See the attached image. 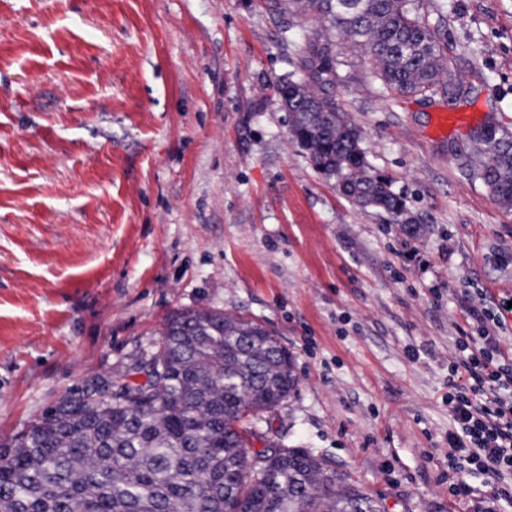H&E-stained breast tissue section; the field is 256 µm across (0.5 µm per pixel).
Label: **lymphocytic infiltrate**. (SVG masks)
<instances>
[{"label":"lymphocytic infiltrate","instance_id":"f902f5d3","mask_svg":"<svg viewBox=\"0 0 512 512\" xmlns=\"http://www.w3.org/2000/svg\"><path fill=\"white\" fill-rule=\"evenodd\" d=\"M506 310L503 304H470L466 314L480 330L457 337L450 366L451 376H465L467 383L448 397L454 421L448 456L468 474L492 476L497 483L486 494L459 478L448 491L460 501L488 498L482 512H512V344L502 335Z\"/></svg>","mask_w":512,"mask_h":512}]
</instances>
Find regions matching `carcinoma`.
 Listing matches in <instances>:
<instances>
[{
	"label": "carcinoma",
	"instance_id": "cac0c4a2",
	"mask_svg": "<svg viewBox=\"0 0 512 512\" xmlns=\"http://www.w3.org/2000/svg\"><path fill=\"white\" fill-rule=\"evenodd\" d=\"M292 2L324 32L306 37L298 70L280 80L291 139L345 198L401 214L404 198L373 170L338 102L336 40L363 48L387 92L455 102L474 88L444 52L448 3L430 14L420 0ZM485 127L464 168L511 206L512 131ZM296 384L271 330L218 309L175 311L146 365L64 397L0 441V512H382L325 459L257 432Z\"/></svg>",
	"mask_w": 512,
	"mask_h": 512
}]
</instances>
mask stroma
Segmentation results:
<instances>
[{
    "instance_id": "stroma-1",
    "label": "stroma",
    "mask_w": 512,
    "mask_h": 512,
    "mask_svg": "<svg viewBox=\"0 0 512 512\" xmlns=\"http://www.w3.org/2000/svg\"><path fill=\"white\" fill-rule=\"evenodd\" d=\"M449 107L366 81L339 101L404 218L352 205L276 94L300 15L262 0H0V440L149 354L167 316L274 330L298 385L258 428L329 459L385 512L448 494L449 365L465 297L512 299V206L466 174L474 125L512 130V0H448ZM470 126L441 136L438 112Z\"/></svg>"
}]
</instances>
